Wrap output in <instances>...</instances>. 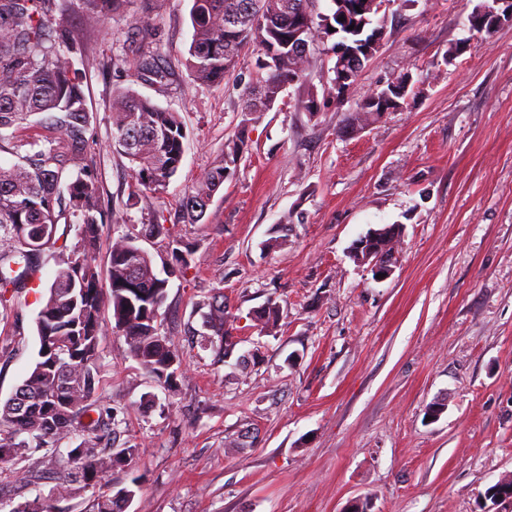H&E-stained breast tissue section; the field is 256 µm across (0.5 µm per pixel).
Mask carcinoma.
<instances>
[{"instance_id": "carcinoma-1", "label": "carcinoma", "mask_w": 512, "mask_h": 512, "mask_svg": "<svg viewBox=\"0 0 512 512\" xmlns=\"http://www.w3.org/2000/svg\"><path fill=\"white\" fill-rule=\"evenodd\" d=\"M317 0H193L192 28L184 66L192 81L218 85L233 71L242 50L258 48L260 77L243 105V123L224 148L220 164L200 178L185 197L187 220L196 223L211 198L237 171L248 151L247 124L268 111L280 94L301 81L310 66L307 46L338 38L331 45L334 83L350 86L362 62L372 57L384 34L377 18L386 0H330L327 13ZM129 0H80L88 27L105 23ZM506 7L481 3L467 16L468 31L493 33L495 13ZM354 29H349V26ZM97 65L65 15L53 17L52 0H0V308L33 285L43 257L57 266L48 296L37 315V360L15 392L0 402V463L42 450L50 454L56 483L34 497V512H62L59 503L80 490L93 491L94 512H126L138 478L124 485L114 474L130 468L139 449L104 442L112 411H102L97 364L105 338L104 310L112 332L124 338L132 358L163 387L179 371L171 341L160 332V309L168 279L158 276L153 258L131 233L110 242L106 264L99 243L104 226L117 215L102 206L99 173L90 150L91 115L84 92L86 70ZM136 71L157 83L169 71L145 43L138 48ZM410 78L377 87L344 127L355 132L401 106ZM112 147L131 167L128 201L166 187L179 171L186 128L177 113L129 89L112 93ZM75 241H69L71 230ZM144 235L168 239V274L190 268L192 252L169 234L157 218L142 225ZM107 273L109 287L101 286ZM209 308L200 344L220 338L224 350L236 346L225 328L224 301L206 297ZM280 309L269 302L256 312L261 330L277 327ZM76 442L67 453L51 455L60 442Z\"/></svg>"}]
</instances>
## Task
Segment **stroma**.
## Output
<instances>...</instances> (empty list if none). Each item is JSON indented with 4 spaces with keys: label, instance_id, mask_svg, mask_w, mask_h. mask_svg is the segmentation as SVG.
<instances>
[{
    "label": "stroma",
    "instance_id": "1",
    "mask_svg": "<svg viewBox=\"0 0 512 512\" xmlns=\"http://www.w3.org/2000/svg\"><path fill=\"white\" fill-rule=\"evenodd\" d=\"M480 0H391L384 39L344 97L331 87L327 45L310 48L306 84L322 108L309 116L290 86L247 125L248 150L205 218L177 222L191 187L243 126L255 49L218 86L182 64L192 0L153 12L131 0L85 34L98 61L86 73L102 202L120 217L103 243L163 214L192 250L170 277L162 332L180 355L172 389L108 336L99 389L114 410L111 443L141 453L119 481L138 478L127 512H512L490 487L512 474V23L459 49ZM152 41L166 86L135 75ZM411 73L403 107L362 133L346 113L379 85ZM133 90L178 112L187 137L179 172L128 205L130 164L111 145L112 93ZM287 231L276 232L281 221ZM403 225L400 258L379 282L349 257L369 229ZM280 245H270L273 235ZM0 315V401L37 357L35 320L53 280ZM223 296L237 344L230 357L192 343L202 296ZM281 310L260 334L255 310ZM444 411L428 418L431 403ZM28 460L0 464V496L21 501Z\"/></svg>",
    "mask_w": 512,
    "mask_h": 512
}]
</instances>
